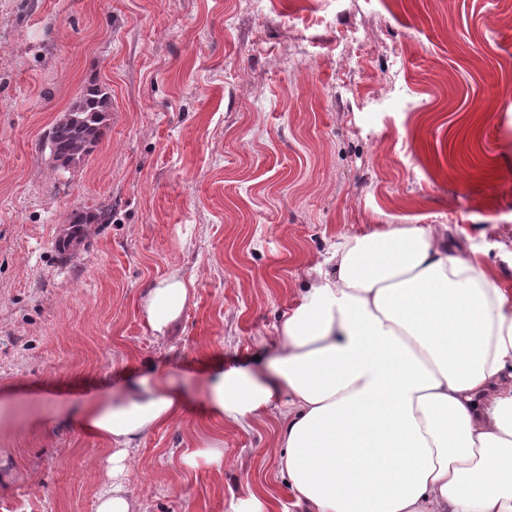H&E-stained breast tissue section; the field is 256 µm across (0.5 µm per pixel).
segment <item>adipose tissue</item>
<instances>
[{
	"label": "adipose tissue",
	"mask_w": 512,
	"mask_h": 512,
	"mask_svg": "<svg viewBox=\"0 0 512 512\" xmlns=\"http://www.w3.org/2000/svg\"><path fill=\"white\" fill-rule=\"evenodd\" d=\"M173 270L141 301L154 336L181 317ZM220 426L275 423L273 453L299 512H512V289L452 252L444 224L343 237L315 262L266 368L206 386ZM162 374L87 406L107 441L96 512H138L131 453L187 407Z\"/></svg>",
	"instance_id": "adipose-tissue-1"
}]
</instances>
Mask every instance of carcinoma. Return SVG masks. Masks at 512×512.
Returning a JSON list of instances; mask_svg holds the SVG:
<instances>
[{"mask_svg": "<svg viewBox=\"0 0 512 512\" xmlns=\"http://www.w3.org/2000/svg\"><path fill=\"white\" fill-rule=\"evenodd\" d=\"M112 98L108 88L90 82L83 86L79 97L45 133L47 146L59 162L67 168L86 159L101 142L109 128ZM112 223V209L97 206L92 210L76 212L70 219L71 231L58 240L56 247L66 250L73 241L85 236L93 224Z\"/></svg>", "mask_w": 512, "mask_h": 512, "instance_id": "obj_1", "label": "carcinoma"}]
</instances>
